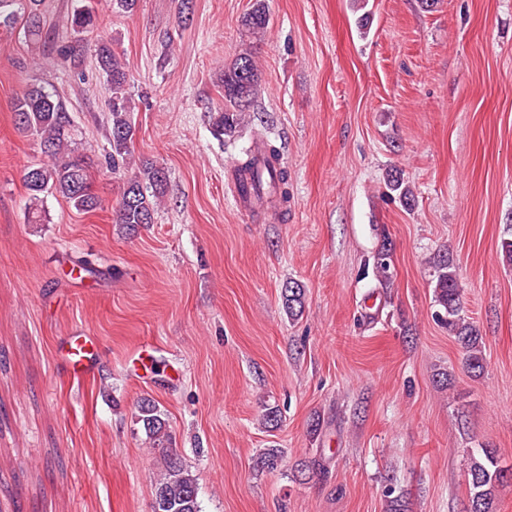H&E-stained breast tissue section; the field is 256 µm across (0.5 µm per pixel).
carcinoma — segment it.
<instances>
[{"label":"carcinoma","mask_w":512,"mask_h":512,"mask_svg":"<svg viewBox=\"0 0 512 512\" xmlns=\"http://www.w3.org/2000/svg\"><path fill=\"white\" fill-rule=\"evenodd\" d=\"M22 0H0V28L12 29L21 15ZM93 22L90 3H79L70 17L73 32L84 31ZM270 24L266 0H254L251 9L241 19V26L251 34H264ZM96 59L112 85V109L108 141L111 147L112 173L123 176L122 188L114 208L116 223L129 235L154 222L157 201L163 198L166 173L152 164H143L130 170L134 126L130 120L131 105L125 95L127 72L125 64L106 44L96 49ZM260 81L259 66L252 49L238 54L230 65L224 67L221 80L224 104L211 113L210 121L217 137L237 139L248 136L251 143H262L267 155L268 169L259 172L253 149L244 151L239 162V182L243 185L252 177L258 201L271 198L281 207H288V172L281 165L279 148L269 142L265 121L254 116L255 99ZM15 122L18 129L39 141L42 152L49 162L28 167L24 183L30 202L43 201V195H58L76 210L92 212L102 207L101 199L92 191L87 166L81 158L69 155L68 147L72 131V119L63 103L40 85H31L14 104ZM391 191L399 202L410 208L414 205L413 190L400 170L391 171L388 178ZM433 271L435 317L446 328L448 335L462 352L470 372L481 373L484 368L482 336L479 329L463 314L462 291L456 277L454 254L451 248L438 251L430 261ZM391 249L382 246L373 256L372 271L381 285L392 278ZM282 308L289 317L301 314L305 306V289L295 281L289 282L281 292ZM137 422L141 423L146 440L152 448L166 450L167 461L154 489L152 512H200L198 488L195 476L184 465L173 449L174 437L165 414L154 400L142 398L137 404ZM282 450L267 448L256 459V466L265 471H275L281 465ZM471 486L470 512H496V487L507 478V472L498 463L496 451L480 448L469 470Z\"/></svg>","instance_id":"1"}]
</instances>
